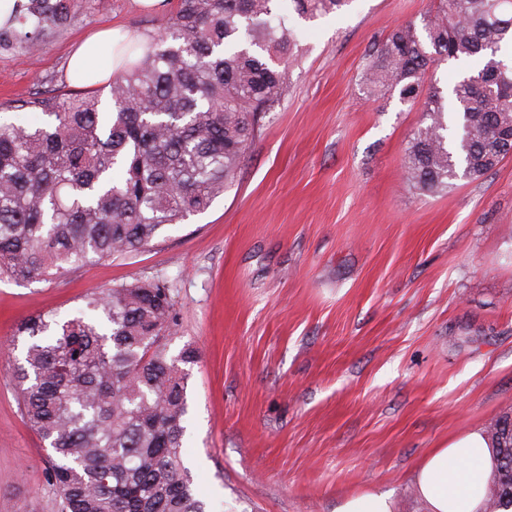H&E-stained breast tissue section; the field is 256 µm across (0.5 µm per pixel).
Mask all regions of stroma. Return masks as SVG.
Segmentation results:
<instances>
[{"instance_id": "obj_1", "label": "stroma", "mask_w": 512, "mask_h": 512, "mask_svg": "<svg viewBox=\"0 0 512 512\" xmlns=\"http://www.w3.org/2000/svg\"><path fill=\"white\" fill-rule=\"evenodd\" d=\"M437 5L289 13L282 97L205 213L136 254L0 282V512L58 508L18 405L17 325L137 280L171 292V354L199 351L183 457L206 512H334L371 491L424 512L423 455L512 407V155L446 192L415 190L404 161L420 106L369 95L363 79L391 29ZM165 21L137 0H80L40 51L0 53V120L34 124L16 102L74 92L67 62L85 36L156 35Z\"/></svg>"}]
</instances>
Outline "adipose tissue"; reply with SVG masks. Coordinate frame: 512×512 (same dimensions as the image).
Wrapping results in <instances>:
<instances>
[{
    "label": "adipose tissue",
    "instance_id": "ef3b65f1",
    "mask_svg": "<svg viewBox=\"0 0 512 512\" xmlns=\"http://www.w3.org/2000/svg\"><path fill=\"white\" fill-rule=\"evenodd\" d=\"M150 34L115 28L93 34L69 59V78L73 85L95 88L118 76L126 62L125 48L131 44H149ZM111 42L112 57L98 69L86 67V57L93 47ZM493 469L490 442L484 428L469 430L449 439L446 447L427 452L413 474L416 496L426 512H482L483 491Z\"/></svg>",
    "mask_w": 512,
    "mask_h": 512
}]
</instances>
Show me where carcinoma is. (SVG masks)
Instances as JSON below:
<instances>
[{"instance_id": "carcinoma-1", "label": "carcinoma", "mask_w": 512, "mask_h": 512, "mask_svg": "<svg viewBox=\"0 0 512 512\" xmlns=\"http://www.w3.org/2000/svg\"><path fill=\"white\" fill-rule=\"evenodd\" d=\"M348 0H176L162 32L110 83L112 109L57 93L13 106L40 112L0 122V279L47 281L91 261L132 255L207 211L234 182L261 120L283 92L300 16ZM78 0H16L0 16V53L38 51ZM512 0H439L393 28L370 56L371 93L422 105L407 178L428 194L476 179L512 153ZM479 69L446 90L447 60ZM169 288L136 280L88 293L78 314L20 324L14 376L26 424L50 453L59 512H205L182 457L188 366L170 354ZM512 407L486 426L494 466L484 512H512Z\"/></svg>"}]
</instances>
